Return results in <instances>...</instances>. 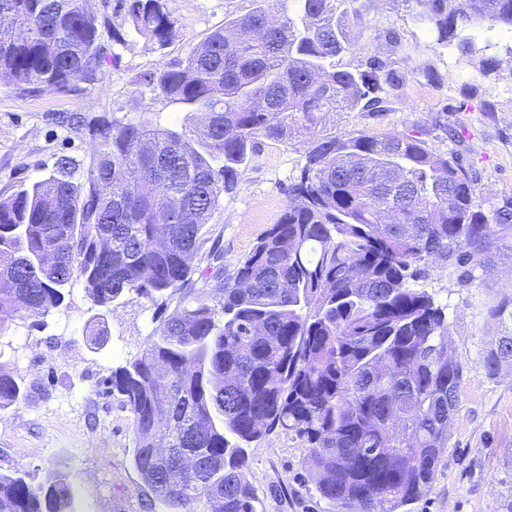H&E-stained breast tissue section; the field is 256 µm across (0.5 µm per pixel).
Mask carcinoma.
I'll list each match as a JSON object with an SVG mask.
<instances>
[{"label":"carcinoma","instance_id":"cac0c4a2","mask_svg":"<svg viewBox=\"0 0 512 512\" xmlns=\"http://www.w3.org/2000/svg\"><path fill=\"white\" fill-rule=\"evenodd\" d=\"M147 84L198 114L177 132L150 120H99L80 182L72 161L0 195V335L18 320L40 327L73 283L108 312L130 295L157 301L208 276L223 258L206 225L260 140L308 145L288 203L231 275L191 291L148 348L112 371L103 393L133 421V465L166 512H255L247 448L284 432L308 449L319 495L346 512H403L437 468L459 405L464 365L448 350L444 307L410 281L438 258L484 262L512 230V209L482 211L483 192L459 159L416 135H336L323 118L380 111L393 73L340 68L365 25L361 0H255ZM439 45L478 27L512 31V0H409ZM166 45L168 0H0V85L21 94L70 90L73 74L102 80L113 18ZM208 262L205 268L200 264ZM503 335L482 365L512 361V295L492 311ZM88 341L105 345L99 321ZM35 382L0 365V412ZM62 470L35 486L0 473V512H78Z\"/></svg>","mask_w":512,"mask_h":512}]
</instances>
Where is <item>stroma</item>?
Here are the masks:
<instances>
[{
	"mask_svg": "<svg viewBox=\"0 0 512 512\" xmlns=\"http://www.w3.org/2000/svg\"><path fill=\"white\" fill-rule=\"evenodd\" d=\"M175 35L163 47L123 22L124 43L112 44L101 83L70 91L20 95L0 86V194L49 175L60 158L73 160L74 179L90 166L96 144L87 126L106 118L148 119L174 130L192 128L194 115L147 86V76L184 59L225 21L251 11L253 0H170ZM361 34L363 52L340 56L342 67L364 69L376 54L393 69L381 112H339L328 130L371 135L416 134L433 152L459 157L483 191V210L512 204V31L478 30L479 53L462 55L456 43L437 44L435 33L412 18L407 0H371ZM494 60L492 70L483 60ZM430 68L439 84L422 76ZM306 146L295 138L265 143L225 195L208 228L219 237L225 272H233L287 204L283 188L299 176ZM419 287L446 306L448 343L465 366L449 446L439 456L429 487L406 512H505L512 502V364L487 376L482 354L502 334L490 315L512 288V260L491 256L484 265L430 261ZM184 292L165 302L126 298L106 317L109 338L97 350L86 328L97 309L74 284L42 327L22 323L0 336V364L42 382L48 397L0 413V472L30 470L36 482L65 471L80 512H145L150 492L132 465L135 435L130 413L102 394L100 382L140 356L163 319L182 305ZM244 471L256 512H338L320 497L299 440L274 433L252 443Z\"/></svg>",
	"mask_w": 512,
	"mask_h": 512,
	"instance_id": "1",
	"label": "stroma"
}]
</instances>
